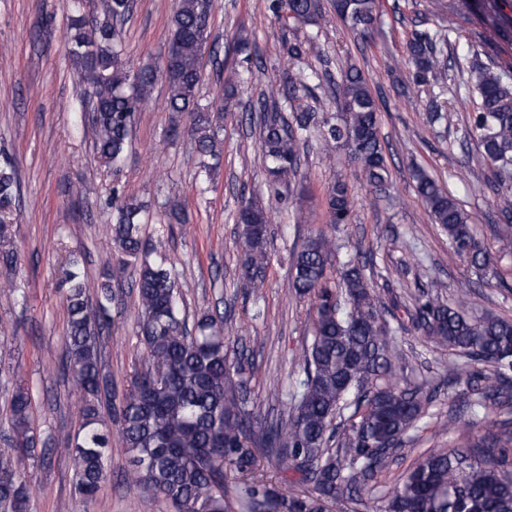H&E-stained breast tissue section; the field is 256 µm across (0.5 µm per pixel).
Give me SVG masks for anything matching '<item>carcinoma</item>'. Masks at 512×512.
Segmentation results:
<instances>
[{"label":"carcinoma","instance_id":"1","mask_svg":"<svg viewBox=\"0 0 512 512\" xmlns=\"http://www.w3.org/2000/svg\"><path fill=\"white\" fill-rule=\"evenodd\" d=\"M69 52L83 83L82 100L98 157L106 164L123 158L130 143L135 114L142 110L158 77L167 85L169 111L189 113L194 152L217 158L222 141L214 111L234 106L240 74L225 78V97L217 108L200 104L201 60L211 32V0H178L162 70L145 65L126 68L116 23L125 20L133 0H107L102 21L86 22L83 0H71ZM470 0H434L443 22L469 18ZM270 10L297 24L316 25L320 0H270ZM336 15L352 29L368 33L380 18L378 0H333ZM442 29H418L407 43L412 80L420 85L443 75ZM493 42L478 35L471 45L469 67L480 105L468 121L467 135L493 175L494 182L512 181V84L487 51ZM488 62H483L481 57ZM282 88L261 93L260 128L263 163L270 188L297 175L299 147L318 134L345 150L367 185L382 190L389 180L379 137L378 107L368 80L358 68L341 69L336 101L340 121L309 108L282 115ZM416 191L431 221L474 267H485L491 254L476 240L469 215L448 190L425 173L414 174ZM17 194L14 172L0 170V265L17 266L5 217ZM355 199L346 182L329 186L327 206L332 224L348 222ZM143 205L130 200L119 208L113 225L120 253L139 262L135 288L140 318L138 335L148 369L137 375L115 409V422L100 409L99 337L112 326L108 303L112 286L101 284V298L92 303L84 275L76 264L64 272L67 284L66 369L83 394L82 423L62 452L71 461L73 494L92 503L108 477L112 424L129 452L128 479L144 492L164 499L173 512H231L224 493V465L244 480L243 495L254 512L276 507L280 512H322L333 501L355 502L361 491L401 457L409 432L425 416L439 388L426 393L419 386L397 388L390 379L402 354L382 318L380 297L366 277V265L349 260L339 280L328 268L337 251L335 238L312 233L293 255L294 292L310 298L312 335L297 359L298 374L289 394V408L276 418L255 411L250 376L240 354L230 356L224 341V316L205 313L190 336L182 322L178 283L159 246L141 235ZM245 246L240 280L257 292L264 287L268 262L269 218L263 203L251 199L235 217ZM465 298L445 302L421 291L402 305L416 330L448 355L463 360L450 367L446 386L469 407L496 420L483 434L467 421L453 449L433 448L383 496L382 512H512V319L493 313L472 316ZM8 438L12 452L0 454V508L28 512L30 486L20 463L46 452L38 448L32 424V398L17 390L11 399ZM260 448L283 473L310 483V495H285L268 486L258 472L253 449Z\"/></svg>","mask_w":512,"mask_h":512}]
</instances>
